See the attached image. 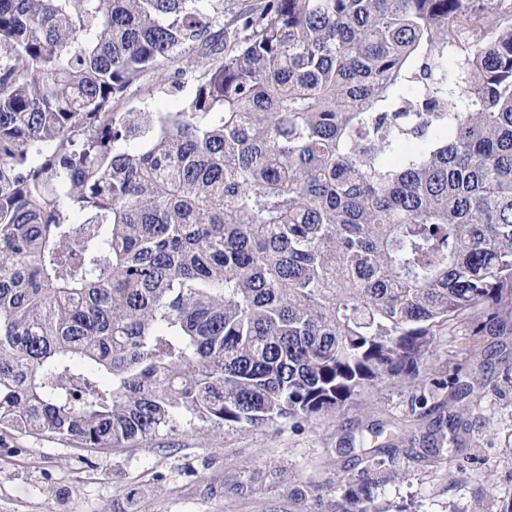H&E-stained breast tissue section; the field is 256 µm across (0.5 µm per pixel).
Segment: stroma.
Returning a JSON list of instances; mask_svg holds the SVG:
<instances>
[{
    "label": "stroma",
    "instance_id": "stroma-1",
    "mask_svg": "<svg viewBox=\"0 0 512 512\" xmlns=\"http://www.w3.org/2000/svg\"><path fill=\"white\" fill-rule=\"evenodd\" d=\"M192 89L147 73L120 112H174ZM425 385L389 381L360 405L310 421L218 432L180 425L135 448L82 450L46 437L0 432V512H333L368 464L358 456L385 428L398 449L376 474L378 512H500L512 501V331L482 319L479 331L442 329L423 368ZM478 376L463 404L437 380ZM467 428L454 454L432 456L422 435L448 413ZM307 487L304 499L291 498Z\"/></svg>",
    "mask_w": 512,
    "mask_h": 512
}]
</instances>
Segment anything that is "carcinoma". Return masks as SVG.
<instances>
[{"label":"carcinoma","instance_id":"cac0c4a2","mask_svg":"<svg viewBox=\"0 0 512 512\" xmlns=\"http://www.w3.org/2000/svg\"><path fill=\"white\" fill-rule=\"evenodd\" d=\"M487 2L259 0L226 50L224 0H0V430L337 414L512 315V0ZM172 64L204 67L179 111L115 110Z\"/></svg>","mask_w":512,"mask_h":512}]
</instances>
